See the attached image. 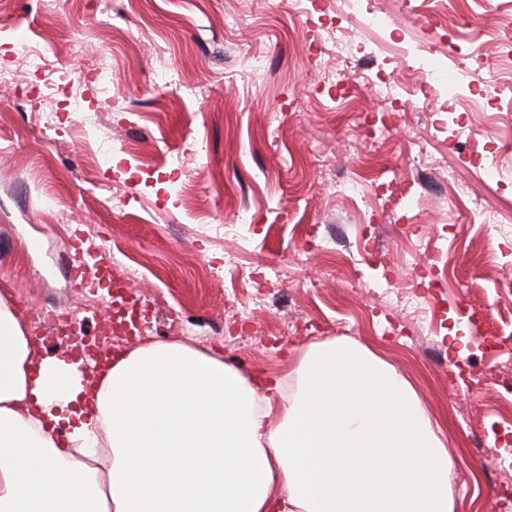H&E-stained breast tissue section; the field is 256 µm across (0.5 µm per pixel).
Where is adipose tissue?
Here are the masks:
<instances>
[{
  "mask_svg": "<svg viewBox=\"0 0 512 512\" xmlns=\"http://www.w3.org/2000/svg\"><path fill=\"white\" fill-rule=\"evenodd\" d=\"M257 393L222 353L151 342L90 385L0 296V512H455L411 385L328 341Z\"/></svg>",
  "mask_w": 512,
  "mask_h": 512,
  "instance_id": "ef3b65f1",
  "label": "adipose tissue"
}]
</instances>
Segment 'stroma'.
Returning <instances> with one entry per match:
<instances>
[{"label":"stroma","mask_w":512,"mask_h":512,"mask_svg":"<svg viewBox=\"0 0 512 512\" xmlns=\"http://www.w3.org/2000/svg\"><path fill=\"white\" fill-rule=\"evenodd\" d=\"M369 8L388 27L349 0H0V65L30 91L0 87V289L26 321L33 307L82 309L53 256L71 230L103 229L98 245L136 262L135 289L165 299L146 340L219 350L256 388L275 377L286 395L311 345H369L410 382L454 459L456 512H512V395L472 385L497 355L449 346L473 313L483 335L512 337V104L461 101L468 125L450 129L440 98L403 107L342 94L335 79L382 69L419 88L408 49L439 82L512 79L501 48L512 0ZM32 34L65 93L31 92L16 50ZM76 108L97 126L42 133L50 111ZM478 144L498 152L500 174L478 163ZM423 153L435 169L419 166ZM328 237L354 244L351 257L324 252ZM271 265L278 281L251 319L262 334L231 341L225 306Z\"/></svg>","instance_id":"obj_1"}]
</instances>
